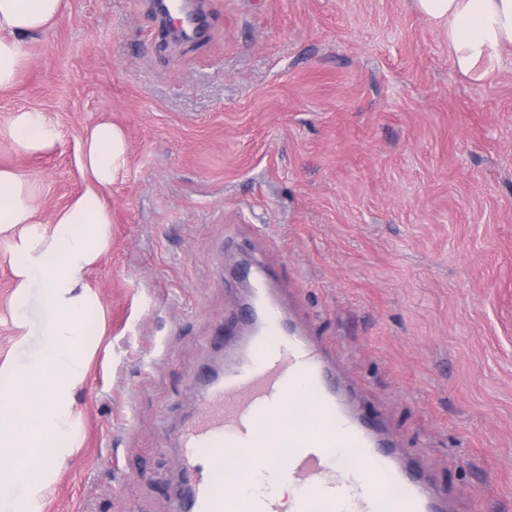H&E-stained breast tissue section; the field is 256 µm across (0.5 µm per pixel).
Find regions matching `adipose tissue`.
I'll list each match as a JSON object with an SVG mask.
<instances>
[{
  "label": "adipose tissue",
  "mask_w": 512,
  "mask_h": 512,
  "mask_svg": "<svg viewBox=\"0 0 512 512\" xmlns=\"http://www.w3.org/2000/svg\"><path fill=\"white\" fill-rule=\"evenodd\" d=\"M415 10L448 38L452 66L475 81L490 77L504 54L512 53V0H413ZM63 0H0V91L16 86L31 64L29 45L45 33ZM4 134L21 154L52 151L57 126L33 107L15 110ZM127 142L123 130L109 122L88 127L80 166L86 189L62 209L49 226L37 219L39 201L30 180L0 168V241L10 246L12 308L20 310L33 285L47 299V318L38 350L23 366L0 365L12 380L0 392V512H36L49 478L65 462V449L77 439L70 390L88 368L84 317L95 300L85 289L90 269L111 238L107 193L124 165ZM249 463L244 450L224 457V475L241 496L292 495L285 476L260 472L239 480Z\"/></svg>",
  "instance_id": "1"
}]
</instances>
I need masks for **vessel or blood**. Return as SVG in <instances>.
<instances>
[{
  "mask_svg": "<svg viewBox=\"0 0 512 512\" xmlns=\"http://www.w3.org/2000/svg\"><path fill=\"white\" fill-rule=\"evenodd\" d=\"M245 303L247 321L224 329L236 339L224 377L207 383L181 431L179 463L190 497L173 512H281L273 496L244 500L224 488L219 463L243 448L251 469L279 468L303 488L306 512H453L429 470L386 431L364 393L341 378L337 358L294 321L264 266ZM301 389L317 402L314 416L274 424ZM262 420L270 424L267 445L257 448L253 433Z\"/></svg>",
  "mask_w": 512,
  "mask_h": 512,
  "instance_id": "b4317fda",
  "label": "vessel or blood"
}]
</instances>
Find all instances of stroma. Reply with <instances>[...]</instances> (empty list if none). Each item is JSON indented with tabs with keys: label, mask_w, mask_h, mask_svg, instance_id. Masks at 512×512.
<instances>
[{
	"label": "stroma",
	"mask_w": 512,
	"mask_h": 512,
	"mask_svg": "<svg viewBox=\"0 0 512 512\" xmlns=\"http://www.w3.org/2000/svg\"><path fill=\"white\" fill-rule=\"evenodd\" d=\"M195 6L203 38L163 45L151 0H64L0 91V127L36 107L61 132L37 155L0 139L42 223L86 187L87 126L128 144L88 276L82 442L41 512H170L179 431L224 352L252 242L456 512H512V58L461 75L412 0ZM11 292L0 242V363L20 364L45 309L32 288L20 338Z\"/></svg>",
	"instance_id": "obj_1"
}]
</instances>
